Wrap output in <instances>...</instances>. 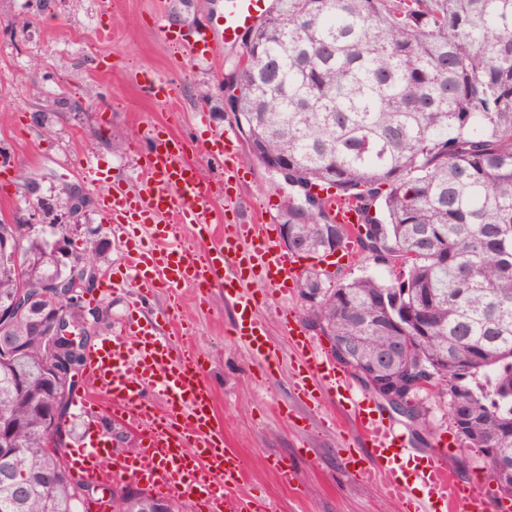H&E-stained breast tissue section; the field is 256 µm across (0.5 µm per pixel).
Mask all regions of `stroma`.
Segmentation results:
<instances>
[{
    "instance_id": "35a3bbf8",
    "label": "stroma",
    "mask_w": 512,
    "mask_h": 512,
    "mask_svg": "<svg viewBox=\"0 0 512 512\" xmlns=\"http://www.w3.org/2000/svg\"><path fill=\"white\" fill-rule=\"evenodd\" d=\"M215 0H0V210L38 225L80 227L68 235L73 253L96 236L108 246L97 258L113 287L85 294L87 308L102 311L108 321L100 336L120 330L131 320L132 288L122 280L123 242L111 231L100 209L102 187L93 169L108 172L113 182L135 187V161L151 148L145 129L159 128L182 139L187 158L197 165L216 192L213 215L234 223L250 217L257 206L267 210L273 238H280L282 209L293 187L276 171L249 159L243 136L237 135L232 112L225 105L224 77L241 43L219 45L209 61L199 62L189 47L167 42L153 28L156 18L170 17L183 30L206 21ZM104 34L92 37L95 28ZM163 80L170 97L150 99L139 90L143 73ZM208 99H201V91ZM234 133L236 160L246 173L236 212L224 209L223 172L213 168L202 147L211 133ZM82 190L87 205L72 218L71 192ZM265 325L272 363L254 358L237 341L232 326L235 308L220 288L201 294L182 289L174 322L165 289H157L144 311L159 318V327L189 331L188 343L205 359L206 378L215 397L224 436L249 462L245 488L268 500L274 512H403V497L379 476L355 474L346 464L357 446V433L346 406L332 395L305 405L294 397L295 351L280 313L303 312L298 289L281 294L250 282ZM429 433L415 435L403 417L384 410L410 447L445 448L448 466L463 479H482L484 464L465 449L448 414V392L423 396ZM74 427L68 453L98 440L111 427L120 449L137 447L133 432L105 414L93 416L71 407ZM288 463L290 483H282L273 467Z\"/></svg>"
}]
</instances>
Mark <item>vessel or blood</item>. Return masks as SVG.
Returning <instances> with one entry per match:
<instances>
[{"instance_id":"obj_1","label":"vessel or blood","mask_w":512,"mask_h":512,"mask_svg":"<svg viewBox=\"0 0 512 512\" xmlns=\"http://www.w3.org/2000/svg\"><path fill=\"white\" fill-rule=\"evenodd\" d=\"M268 13L267 0H224L222 11L196 29L195 54L204 58L220 41L234 42ZM230 134H212L204 147L210 162L223 168L225 180L243 184L234 163ZM141 182L127 191L95 171L104 191L101 210L109 224L125 232L136 224L144 237L125 240V276L139 301L166 289L172 307H179L188 284L223 286L236 306L234 333L255 357L270 361L272 350L256 317V299L244 289L252 278L288 292L300 275L294 257L271 239L263 216L250 223L225 225L216 233L212 216L211 184L187 163L185 145L172 138L141 155ZM328 210L336 223L355 226L361 217L346 198L331 196ZM192 225L197 232L219 234L217 246L202 250L179 240L175 227ZM288 341L299 353L296 391L299 400L314 403L333 392L349 404L363 445L348 457L355 473L378 471L387 483L410 490L408 512H490L483 488L464 485L449 468L445 452L417 456L403 434L385 423L369 402L356 398L345 375L320 360L301 331L293 328ZM85 372L90 389L78 393L76 403L86 411L107 404L113 417L133 429L140 446L126 453L100 444L78 450L72 464L87 481L111 474L116 481H132L169 497L184 496L198 512H269L266 499L246 492L247 460L229 448L216 418L213 390L205 378L201 354L179 345L172 336L157 333L151 318L137 321L132 335L106 336L87 353Z\"/></svg>"}]
</instances>
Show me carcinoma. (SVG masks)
<instances>
[{
	"mask_svg": "<svg viewBox=\"0 0 512 512\" xmlns=\"http://www.w3.org/2000/svg\"><path fill=\"white\" fill-rule=\"evenodd\" d=\"M255 62L234 67L226 98L250 157L288 158L291 185L284 223L294 226V254L324 252L325 198L334 188L354 200L369 228L383 227L381 248L416 258L388 279L372 274L326 284L320 271L299 277L320 296L303 322L322 321L326 336H348L369 352L381 347L403 315L426 316L412 327L413 349L473 415L476 441L512 432V0H275L250 35ZM388 186L381 194V186ZM27 267L22 275L47 289L64 275L46 229L1 224ZM18 286L0 257V301ZM393 315L384 332L364 317ZM21 337L0 354V417L13 448L27 450L16 481L25 496L0 484V512H91L113 505L77 500L85 484L69 460L40 452L49 416L66 427L74 385L62 391L45 364L44 329L26 318L6 326ZM48 471V488L38 475ZM126 498L128 512L152 503Z\"/></svg>",
	"mask_w": 512,
	"mask_h": 512,
	"instance_id": "obj_1",
	"label": "carcinoma"
}]
</instances>
